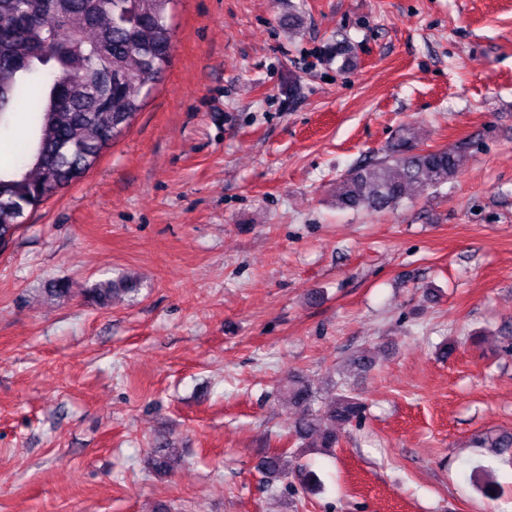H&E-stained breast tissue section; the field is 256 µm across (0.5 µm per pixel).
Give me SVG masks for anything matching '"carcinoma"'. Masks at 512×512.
Returning <instances> with one entry per match:
<instances>
[{
    "label": "carcinoma",
    "instance_id": "cac0c4a2",
    "mask_svg": "<svg viewBox=\"0 0 512 512\" xmlns=\"http://www.w3.org/2000/svg\"><path fill=\"white\" fill-rule=\"evenodd\" d=\"M173 0H0V129L32 80L42 92L28 104L29 136L18 159L0 165V245L12 238L26 211L80 179L130 127L145 98L168 66L172 49L169 13ZM459 150L424 149L403 137L390 154L353 168L339 180L336 207L393 210L411 188L436 189L458 172ZM112 282L87 289L105 303ZM288 401L297 447L318 437L329 452L339 443L336 426L359 420L364 405L346 392L325 408L318 392L291 377ZM478 444L512 461V433L491 434ZM300 453L265 455L260 468L276 478L302 469ZM178 457L165 448L152 468L166 473Z\"/></svg>",
    "mask_w": 512,
    "mask_h": 512
}]
</instances>
